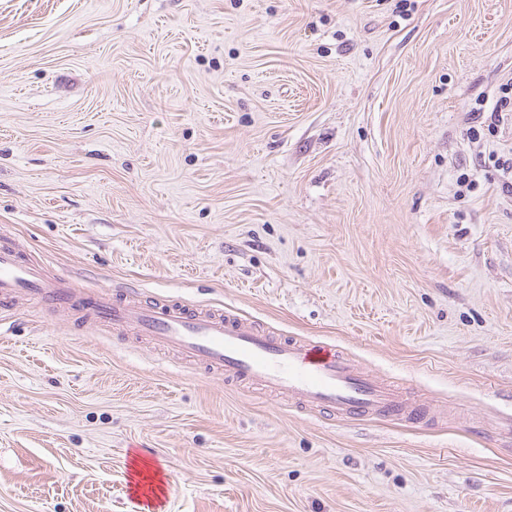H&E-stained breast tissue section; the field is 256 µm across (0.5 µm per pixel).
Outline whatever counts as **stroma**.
I'll list each match as a JSON object with an SVG mask.
<instances>
[{"label": "stroma", "instance_id": "1", "mask_svg": "<svg viewBox=\"0 0 512 512\" xmlns=\"http://www.w3.org/2000/svg\"><path fill=\"white\" fill-rule=\"evenodd\" d=\"M511 80L512 0H0V237L445 413L330 420L22 297L0 512H512V124L473 128Z\"/></svg>", "mask_w": 512, "mask_h": 512}]
</instances>
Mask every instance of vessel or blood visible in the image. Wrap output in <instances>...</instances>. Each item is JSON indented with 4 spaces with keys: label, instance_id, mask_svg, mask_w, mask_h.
I'll return each mask as SVG.
<instances>
[{
    "label": "vessel or blood",
    "instance_id": "obj_1",
    "mask_svg": "<svg viewBox=\"0 0 512 512\" xmlns=\"http://www.w3.org/2000/svg\"><path fill=\"white\" fill-rule=\"evenodd\" d=\"M69 310L79 320L150 338L183 359L236 383H255L293 404L334 417L411 419L420 408L395 385L375 379L338 346L276 336L231 311L189 309L106 288L81 292L68 275H46L13 245H0V311L21 297Z\"/></svg>",
    "mask_w": 512,
    "mask_h": 512
}]
</instances>
